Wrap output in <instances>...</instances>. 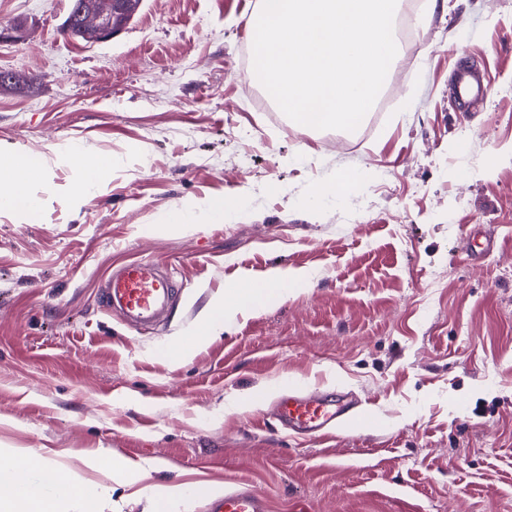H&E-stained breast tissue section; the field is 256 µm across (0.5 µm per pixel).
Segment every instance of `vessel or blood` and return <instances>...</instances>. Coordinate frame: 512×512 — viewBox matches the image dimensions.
<instances>
[{"label":"vessel or blood","mask_w":512,"mask_h":512,"mask_svg":"<svg viewBox=\"0 0 512 512\" xmlns=\"http://www.w3.org/2000/svg\"><path fill=\"white\" fill-rule=\"evenodd\" d=\"M448 93L457 111L472 110L484 96L476 70L458 69ZM178 288V282L158 262L137 259L106 277L100 302L130 326L149 329L167 315ZM269 413L284 428L314 440L343 429L353 431L365 423L358 401L340 388L298 387L279 396ZM207 512H269V506L261 492L243 483L213 499Z\"/></svg>","instance_id":"obj_1"}]
</instances>
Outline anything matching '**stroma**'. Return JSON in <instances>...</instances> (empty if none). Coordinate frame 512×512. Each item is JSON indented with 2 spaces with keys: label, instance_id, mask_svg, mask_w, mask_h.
<instances>
[{
  "label": "stroma",
  "instance_id": "35a3bbf8",
  "mask_svg": "<svg viewBox=\"0 0 512 512\" xmlns=\"http://www.w3.org/2000/svg\"><path fill=\"white\" fill-rule=\"evenodd\" d=\"M409 2L414 41L379 104L354 131L310 132L251 78L258 0H143L92 44L61 32L69 0H0V71L27 78L0 88V146L44 167L34 218L0 211V448L244 481L270 512H512V0ZM464 62L486 96L458 112ZM78 153L112 159L79 201ZM219 197L233 217L165 221ZM134 259L181 285L151 331L99 303ZM275 269L305 278L165 356ZM300 383L355 393L370 427L321 442L262 424Z\"/></svg>",
  "mask_w": 512,
  "mask_h": 512
}]
</instances>
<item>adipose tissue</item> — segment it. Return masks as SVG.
<instances>
[{"label": "adipose tissue", "instance_id": "ef3b65f1", "mask_svg": "<svg viewBox=\"0 0 512 512\" xmlns=\"http://www.w3.org/2000/svg\"><path fill=\"white\" fill-rule=\"evenodd\" d=\"M7 158L14 166L0 174V203L26 220L37 208L32 187L41 180L42 171L16 152H8ZM287 281V272L276 270L266 287L244 284L225 289L223 297L210 307L202 341L223 333L236 314L258 308L266 299L281 295ZM82 463L87 469L112 475L115 483H144L152 512H176L188 502L219 492L217 486L209 483H148L151 462L131 463L105 451L83 458ZM112 494V485L87 482L75 471L48 465L36 452L20 456L0 454V512H105L113 505Z\"/></svg>", "mask_w": 512, "mask_h": 512}]
</instances>
